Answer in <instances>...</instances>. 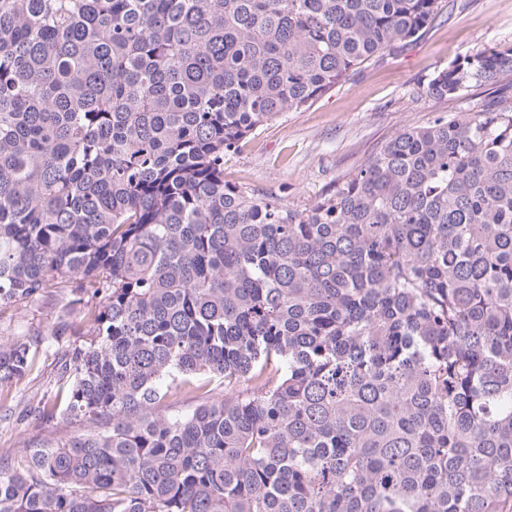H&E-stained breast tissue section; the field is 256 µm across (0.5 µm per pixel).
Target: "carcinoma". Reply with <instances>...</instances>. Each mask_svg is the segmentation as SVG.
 I'll list each match as a JSON object with an SVG mask.
<instances>
[{"label": "carcinoma", "mask_w": 512, "mask_h": 512, "mask_svg": "<svg viewBox=\"0 0 512 512\" xmlns=\"http://www.w3.org/2000/svg\"><path fill=\"white\" fill-rule=\"evenodd\" d=\"M438 0H0V316L100 297L0 512H512V95L302 208L224 182ZM512 84V47L426 93ZM44 338L0 343V386ZM185 391L204 402L166 414Z\"/></svg>", "instance_id": "cac0c4a2"}]
</instances>
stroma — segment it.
<instances>
[{
	"mask_svg": "<svg viewBox=\"0 0 512 512\" xmlns=\"http://www.w3.org/2000/svg\"><path fill=\"white\" fill-rule=\"evenodd\" d=\"M494 44L512 45V0H443L436 21L405 49L372 58L351 78L312 103L282 114L224 158V180L257 198L290 206L314 201L346 173L359 168L396 133L428 125L436 116L482 111L494 88L471 87L452 98L426 92L430 79L454 61ZM72 282L54 279L42 295L0 318V341L42 336L33 368L0 391V457L17 461L36 441L65 439L92 421L64 417L42 421L29 413L31 399L56 396L60 358L83 338L79 314L69 311ZM69 321L59 333L61 321Z\"/></svg>",
	"mask_w": 512,
	"mask_h": 512,
	"instance_id": "stroma-1",
	"label": "stroma"
}]
</instances>
